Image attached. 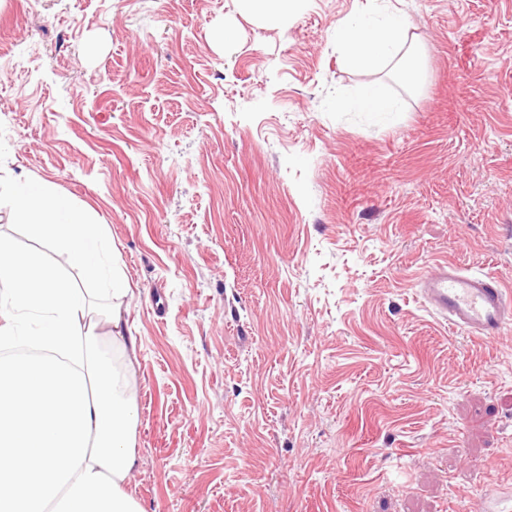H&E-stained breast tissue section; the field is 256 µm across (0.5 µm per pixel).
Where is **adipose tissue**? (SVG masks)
<instances>
[{
    "label": "adipose tissue",
    "mask_w": 512,
    "mask_h": 512,
    "mask_svg": "<svg viewBox=\"0 0 512 512\" xmlns=\"http://www.w3.org/2000/svg\"><path fill=\"white\" fill-rule=\"evenodd\" d=\"M338 39L351 68L394 61L421 70L396 13L351 20ZM2 205L43 246L19 250L0 237V346L41 352L32 364L0 358V512H144L127 490L138 465L129 382L96 350L103 336L92 301L49 260L63 257L106 291V337L122 345L130 287L112 264L111 240L46 183L11 182L0 189Z\"/></svg>",
    "instance_id": "1"
}]
</instances>
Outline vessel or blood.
Masks as SVG:
<instances>
[{"instance_id": "1", "label": "vessel or blood", "mask_w": 512, "mask_h": 512, "mask_svg": "<svg viewBox=\"0 0 512 512\" xmlns=\"http://www.w3.org/2000/svg\"><path fill=\"white\" fill-rule=\"evenodd\" d=\"M434 314L477 339H490L512 328V288L496 276L475 275L441 264L416 281Z\"/></svg>"}]
</instances>
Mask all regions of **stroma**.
Listing matches in <instances>:
<instances>
[{"mask_svg": "<svg viewBox=\"0 0 512 512\" xmlns=\"http://www.w3.org/2000/svg\"><path fill=\"white\" fill-rule=\"evenodd\" d=\"M385 12L417 85L343 61L340 27ZM371 83L401 111L337 108ZM0 176L106 227L145 512L512 489V329L470 338L415 288L444 261L512 285V0H0ZM267 21L276 22L288 14L295 0H246Z\"/></svg>", "mask_w": 512, "mask_h": 512, "instance_id": "obj_1", "label": "stroma"}]
</instances>
